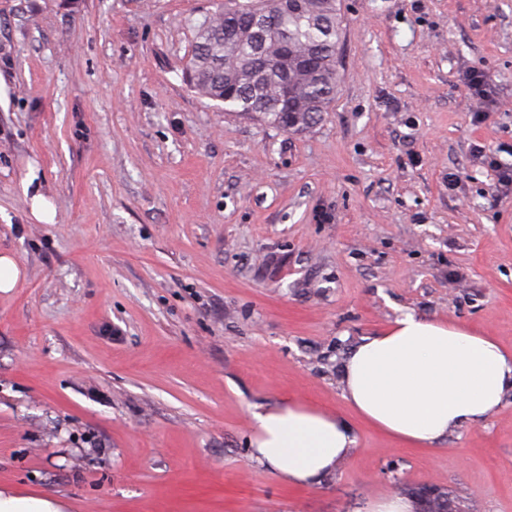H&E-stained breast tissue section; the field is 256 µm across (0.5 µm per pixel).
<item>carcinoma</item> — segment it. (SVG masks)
<instances>
[{
  "label": "carcinoma",
  "instance_id": "carcinoma-1",
  "mask_svg": "<svg viewBox=\"0 0 512 512\" xmlns=\"http://www.w3.org/2000/svg\"><path fill=\"white\" fill-rule=\"evenodd\" d=\"M195 30L189 84L224 110L292 133L309 129L336 99L337 0H228ZM293 90L282 99L283 83ZM414 512H463L446 491L409 490Z\"/></svg>",
  "mask_w": 512,
  "mask_h": 512
}]
</instances>
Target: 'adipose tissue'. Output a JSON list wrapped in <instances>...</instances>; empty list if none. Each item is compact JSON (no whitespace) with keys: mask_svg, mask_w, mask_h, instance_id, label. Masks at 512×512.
<instances>
[{"mask_svg":"<svg viewBox=\"0 0 512 512\" xmlns=\"http://www.w3.org/2000/svg\"><path fill=\"white\" fill-rule=\"evenodd\" d=\"M512 393V352L458 323L407 312L362 337L342 372L356 414L411 448L431 450L449 433L497 411ZM252 457L290 486H311L356 445L341 414L288 396L251 413Z\"/></svg>","mask_w":512,"mask_h":512,"instance_id":"ef3b65f1","label":"adipose tissue"}]
</instances>
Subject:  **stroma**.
Here are the masks:
<instances>
[{
	"mask_svg": "<svg viewBox=\"0 0 512 512\" xmlns=\"http://www.w3.org/2000/svg\"><path fill=\"white\" fill-rule=\"evenodd\" d=\"M338 8L336 100L292 134L188 86L213 0H0V253L21 269L0 489L63 512H361L428 485L512 512L511 396L428 451L341 394L350 350L405 312L512 350V196L474 157L512 163V0ZM289 393L356 431L310 487L250 455L254 406ZM464 84L469 93L489 103L493 102V85L487 75L480 71H469L464 75Z\"/></svg>",
	"mask_w": 512,
	"mask_h": 512,
	"instance_id": "35a3bbf8",
	"label": "stroma"
}]
</instances>
